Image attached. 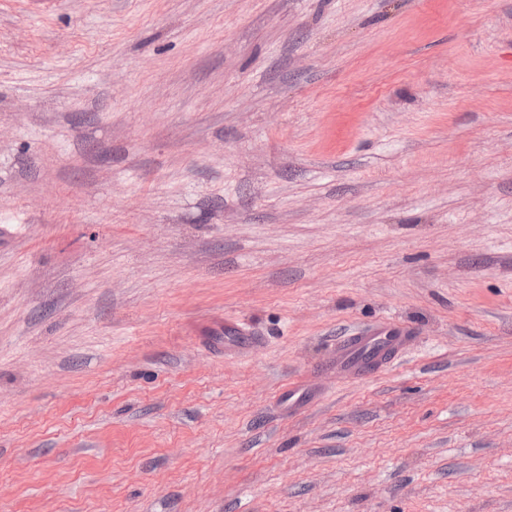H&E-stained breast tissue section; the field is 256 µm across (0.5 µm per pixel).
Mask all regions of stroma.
<instances>
[{
    "label": "stroma",
    "instance_id": "1",
    "mask_svg": "<svg viewBox=\"0 0 512 512\" xmlns=\"http://www.w3.org/2000/svg\"><path fill=\"white\" fill-rule=\"evenodd\" d=\"M0 512H512V0H0ZM405 333L395 325L379 326L368 336H353L340 347L336 357V368H351L363 372L377 359L380 347L401 344Z\"/></svg>",
    "mask_w": 512,
    "mask_h": 512
}]
</instances>
